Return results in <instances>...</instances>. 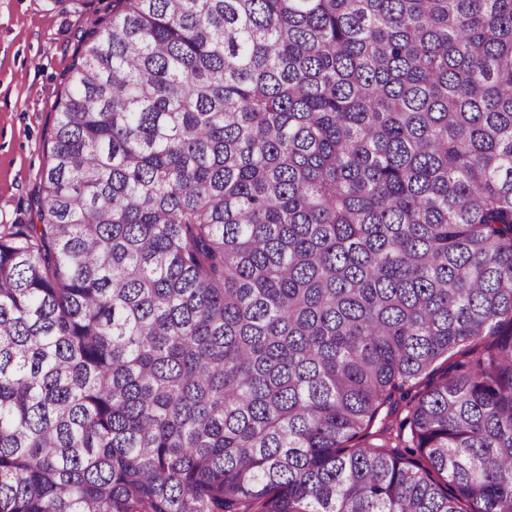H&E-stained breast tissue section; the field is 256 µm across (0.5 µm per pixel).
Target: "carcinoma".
<instances>
[{
  "label": "carcinoma",
  "mask_w": 512,
  "mask_h": 512,
  "mask_svg": "<svg viewBox=\"0 0 512 512\" xmlns=\"http://www.w3.org/2000/svg\"><path fill=\"white\" fill-rule=\"evenodd\" d=\"M36 219L0 512H512V0H112Z\"/></svg>",
  "instance_id": "1"
}]
</instances>
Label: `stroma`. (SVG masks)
<instances>
[{
  "instance_id": "1",
  "label": "stroma",
  "mask_w": 512,
  "mask_h": 512,
  "mask_svg": "<svg viewBox=\"0 0 512 512\" xmlns=\"http://www.w3.org/2000/svg\"><path fill=\"white\" fill-rule=\"evenodd\" d=\"M111 14L112 0H0V225L32 222L67 70Z\"/></svg>"
}]
</instances>
